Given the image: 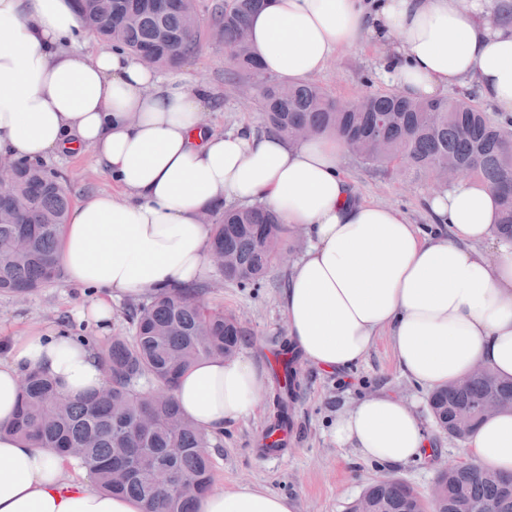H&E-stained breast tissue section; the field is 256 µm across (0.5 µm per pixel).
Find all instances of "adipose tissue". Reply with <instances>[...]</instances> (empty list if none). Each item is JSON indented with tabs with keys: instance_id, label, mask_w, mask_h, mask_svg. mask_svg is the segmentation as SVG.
Returning a JSON list of instances; mask_svg holds the SVG:
<instances>
[{
	"instance_id": "obj_1",
	"label": "adipose tissue",
	"mask_w": 512,
	"mask_h": 512,
	"mask_svg": "<svg viewBox=\"0 0 512 512\" xmlns=\"http://www.w3.org/2000/svg\"><path fill=\"white\" fill-rule=\"evenodd\" d=\"M74 0H0V156L33 163L90 152L108 192L71 207L58 243L64 283L89 291L79 321L96 334L113 307L201 281L210 269L203 212L259 203L307 239L281 297L289 345L312 367L343 373L387 333L402 373L426 389L476 365L512 378V244L492 233L496 194L475 179L430 193L435 228L360 198L342 173L335 134L300 140L203 120L214 100L186 76L144 65L115 47L87 54ZM371 32L379 76L414 99L476 89L512 115V25L490 0H265L251 15L252 45L286 81L321 73L338 50ZM38 369L78 399L106 384L90 345L64 330L11 337L0 358V512H145L102 490L78 461L6 432L24 372ZM246 355L201 360L175 396L206 433L255 415L267 389ZM337 447L398 467L438 445L416 404L379 391L340 409ZM480 468L512 475V413L486 418L466 439ZM196 512H297L293 498L242 485L214 490Z\"/></svg>"
}]
</instances>
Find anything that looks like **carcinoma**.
I'll use <instances>...</instances> for the list:
<instances>
[{"label":"carcinoma","instance_id":"carcinoma-1","mask_svg":"<svg viewBox=\"0 0 512 512\" xmlns=\"http://www.w3.org/2000/svg\"><path fill=\"white\" fill-rule=\"evenodd\" d=\"M262 4L223 0L211 15L232 54L230 75L254 81L267 131L291 140L300 127L336 132L361 163L392 167L405 177L431 175L443 186L438 169L463 167L498 194L495 233L512 241V117L490 119L473 92L413 100L375 91L360 107L340 104L316 84L285 82L263 70L250 42L247 20ZM76 7L88 32L135 55L149 51L160 68L176 69L199 51L197 0H76ZM12 179V197L0 201V294L18 298L60 279L57 244L71 195L62 175L46 164L21 162ZM209 213L211 250L224 252V267L216 273L240 288L261 287L273 256L257 228L282 241L279 216L261 205H219ZM206 288L194 284L153 295L127 311L130 335L95 341L109 377L101 392L71 400L50 377L26 372L11 431L80 459L101 488L139 500L148 512H193L194 501L212 485L213 444L184 417L174 396L176 381L205 358L233 356L244 334L235 316L204 304ZM143 381L156 385L160 395L146 400ZM300 386L294 359L285 360L270 430L283 427ZM487 395L512 404V380L487 369L465 386L432 391L437 427L466 440L483 420L479 404ZM160 471L172 475L169 483L159 481ZM442 481L438 501L394 478L369 485L363 495L373 512H512V481L504 475L458 464Z\"/></svg>","mask_w":512,"mask_h":512}]
</instances>
